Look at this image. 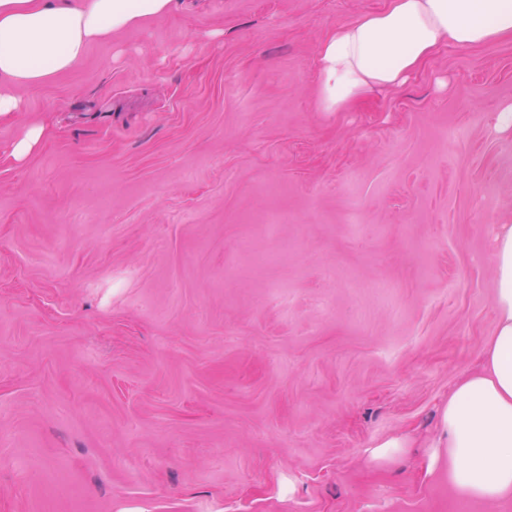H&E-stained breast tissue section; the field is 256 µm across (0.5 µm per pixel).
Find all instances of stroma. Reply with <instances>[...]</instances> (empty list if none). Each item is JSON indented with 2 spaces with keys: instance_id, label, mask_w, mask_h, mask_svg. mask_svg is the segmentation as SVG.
<instances>
[{
  "instance_id": "1",
  "label": "stroma",
  "mask_w": 512,
  "mask_h": 512,
  "mask_svg": "<svg viewBox=\"0 0 512 512\" xmlns=\"http://www.w3.org/2000/svg\"><path fill=\"white\" fill-rule=\"evenodd\" d=\"M385 3L174 0L19 89L0 512H512L425 472L497 325L512 40L321 111L319 43ZM44 133L42 126H36L29 128L24 136L9 149V153L5 154L6 159H11L15 162L23 161L39 144Z\"/></svg>"
}]
</instances>
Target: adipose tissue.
<instances>
[{"instance_id":"ef3b65f1","label":"adipose tissue","mask_w":512,"mask_h":512,"mask_svg":"<svg viewBox=\"0 0 512 512\" xmlns=\"http://www.w3.org/2000/svg\"><path fill=\"white\" fill-rule=\"evenodd\" d=\"M173 0H0V118L21 111L18 87L48 83L94 43L169 13ZM512 39V0H387L338 25L318 47L320 109L343 112L406 83L443 48ZM493 338L439 409L425 470L448 468L461 500L512 498V224L493 242Z\"/></svg>"}]
</instances>
